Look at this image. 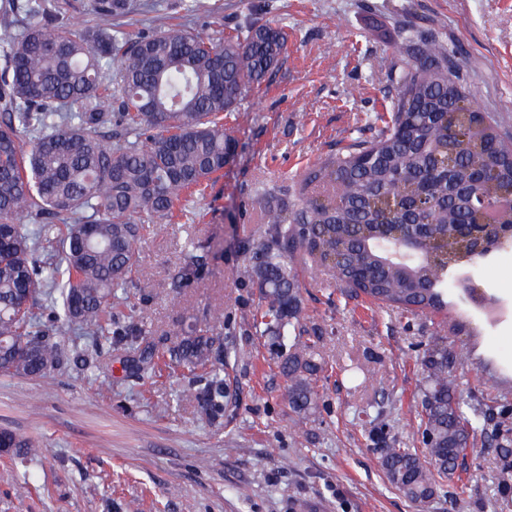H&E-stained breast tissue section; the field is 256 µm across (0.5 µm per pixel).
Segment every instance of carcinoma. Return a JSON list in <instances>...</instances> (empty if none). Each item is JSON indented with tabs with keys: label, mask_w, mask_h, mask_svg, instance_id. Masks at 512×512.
Masks as SVG:
<instances>
[{
	"label": "carcinoma",
	"mask_w": 512,
	"mask_h": 512,
	"mask_svg": "<svg viewBox=\"0 0 512 512\" xmlns=\"http://www.w3.org/2000/svg\"><path fill=\"white\" fill-rule=\"evenodd\" d=\"M0 21V374L45 377L64 364L63 336L82 326L95 340L137 342L133 326L112 333L139 259L143 224L173 216L233 156L224 127L249 91L267 81L287 50L283 29L248 26L229 39L194 35L153 19L138 38L112 27L131 0H91L107 22L80 31L45 0H6ZM24 12L19 25L9 15ZM412 63L399 70L389 120L373 139L311 170L288 207L267 225L252 273L264 305L256 332L280 348L298 414L316 405V344L302 340L297 258L328 268L347 290L406 311L448 312V289L471 298L470 269L512 240V134L480 110L457 76L453 51L431 37H404ZM116 126L124 139L105 140ZM56 288L52 328L30 307ZM190 372L207 368L199 399L223 407L221 354L208 336L169 350ZM158 353L146 341L137 370L151 374ZM463 353L434 344L423 361L422 436L430 445L383 449L390 481L413 501L455 475L477 429L454 369ZM34 441L0 431V455L36 456Z\"/></svg>",
	"instance_id": "carcinoma-1"
}]
</instances>
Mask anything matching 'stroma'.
Instances as JSON below:
<instances>
[{
	"mask_svg": "<svg viewBox=\"0 0 512 512\" xmlns=\"http://www.w3.org/2000/svg\"><path fill=\"white\" fill-rule=\"evenodd\" d=\"M134 0L119 18L147 35L156 13L202 37L251 24L288 34L275 75L224 122L233 160L181 215L145 225L140 264L112 327L136 323L166 351L212 336L224 356V411L197 400L207 377L180 367L141 376L126 345L95 344L73 327L66 365L44 378L0 376V430L34 436L30 461L0 457V512H512V460L496 435L512 431V248L480 267L499 302L494 322L472 313L461 329L428 311L407 312L347 293L334 276L299 267L307 335L322 370L308 415L288 404L275 348L252 327L262 306L249 261L262 211L287 205L288 187L356 140L396 95L388 67L417 30L445 41L484 111L512 129V0ZM195 273L183 278L187 265ZM467 351L462 397L490 406L457 478L425 502L408 499L382 465L386 448L421 445L422 358L435 341ZM358 376H350L349 365Z\"/></svg>",
	"mask_w": 512,
	"mask_h": 512,
	"instance_id": "35a3bbf8",
	"label": "stroma"
}]
</instances>
